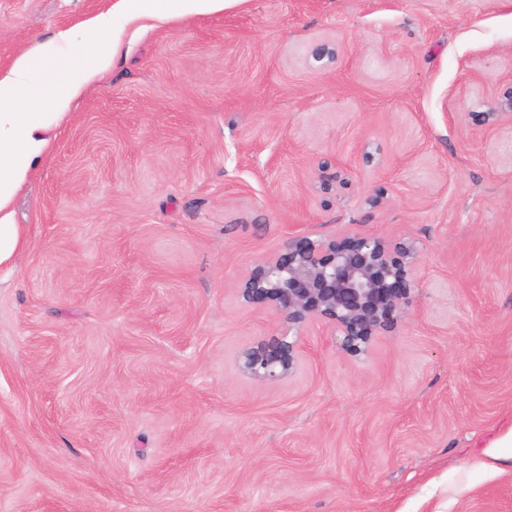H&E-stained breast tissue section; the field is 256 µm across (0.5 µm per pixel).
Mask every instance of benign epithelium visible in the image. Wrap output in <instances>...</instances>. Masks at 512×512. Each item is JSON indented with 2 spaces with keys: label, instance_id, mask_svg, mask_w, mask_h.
I'll return each instance as SVG.
<instances>
[{
  "label": "benign epithelium",
  "instance_id": "7a95c632",
  "mask_svg": "<svg viewBox=\"0 0 512 512\" xmlns=\"http://www.w3.org/2000/svg\"><path fill=\"white\" fill-rule=\"evenodd\" d=\"M487 118L512 122V97L498 102ZM417 261L412 242L297 234L251 270L241 296L249 303L269 304L297 336L309 323H323L344 353L359 357L403 317L418 288ZM297 362V340L281 336L244 350L240 368L257 381L273 383L290 375Z\"/></svg>",
  "mask_w": 512,
  "mask_h": 512
}]
</instances>
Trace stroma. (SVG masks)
Instances as JSON below:
<instances>
[{
	"instance_id": "obj_1",
	"label": "stroma",
	"mask_w": 512,
	"mask_h": 512,
	"mask_svg": "<svg viewBox=\"0 0 512 512\" xmlns=\"http://www.w3.org/2000/svg\"><path fill=\"white\" fill-rule=\"evenodd\" d=\"M110 0H0V74ZM17 193L0 512H512V0H227L116 34ZM339 181H332V174ZM414 240L396 329L238 287L294 234Z\"/></svg>"
}]
</instances>
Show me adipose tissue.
Returning a JSON list of instances; mask_svg holds the SVG:
<instances>
[{
  "mask_svg": "<svg viewBox=\"0 0 512 512\" xmlns=\"http://www.w3.org/2000/svg\"><path fill=\"white\" fill-rule=\"evenodd\" d=\"M185 0H111L81 23L84 38L72 44L69 32L42 41L35 55H21L0 75V264L11 261L21 234L7 212L14 193L48 146L45 130L63 121L71 102L89 81L107 73L119 53L116 30L144 19H175ZM73 47L70 70L54 67L64 45Z\"/></svg>",
  "mask_w": 512,
  "mask_h": 512,
  "instance_id": "ef3b65f1",
  "label": "adipose tissue"
}]
</instances>
